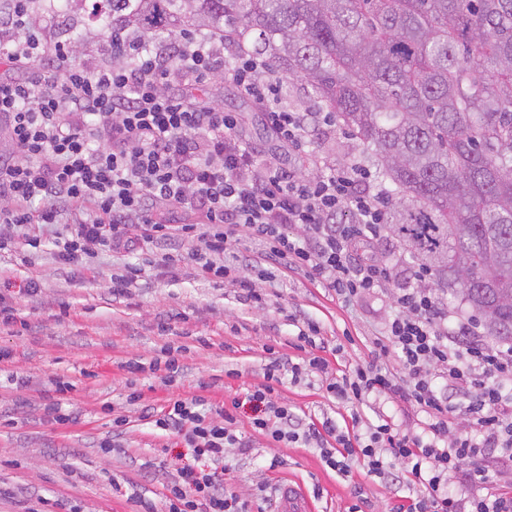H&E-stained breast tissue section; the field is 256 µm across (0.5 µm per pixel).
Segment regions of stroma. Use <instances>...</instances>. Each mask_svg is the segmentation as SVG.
Wrapping results in <instances>:
<instances>
[{
  "mask_svg": "<svg viewBox=\"0 0 512 512\" xmlns=\"http://www.w3.org/2000/svg\"><path fill=\"white\" fill-rule=\"evenodd\" d=\"M89 0L61 7L53 0L44 16L48 27L68 23L85 45L102 43L106 35L90 16ZM206 98L241 119L242 137L262 152L275 155L284 167L314 173L312 157L344 161L366 151L344 129L318 139L300 155L273 137L263 116L235 85L218 77ZM243 275L256 279L270 295L267 305H245L234 288L200 280L189 266L174 271L148 268L145 281L121 298L108 291L119 266L101 255L93 270L61 265L52 247L36 254L30 265L13 255H0L12 271L0 281V304L12 307L16 324H0V512H143L142 501L160 504L162 485L185 463V449L174 436H154L141 417L145 406L167 399L199 396L213 404L245 398L263 379L270 352L298 357L290 342L305 322H318L332 370L345 371L371 361L374 342L396 308L390 291L339 303L325 288L304 275L259 271L251 263L255 243L234 244ZM35 279V294H20L19 285ZM168 331H160V321ZM177 350L180 369L138 375L126 362L165 360ZM24 385H12L11 376ZM72 388L56 392V380ZM140 396L131 403L130 393ZM279 394L297 413L314 422L349 414L350 407L328 397L320 375L300 383H284ZM69 423L55 422V415ZM249 409H239L237 428L253 447L242 454L230 450L225 459L226 485L253 498L257 485L269 488L300 485L314 512H393L407 487L386 486L354 467L340 478L321 462L313 448L284 447L254 432ZM128 420L114 435L113 418ZM118 439L121 452L103 445Z\"/></svg>",
  "mask_w": 512,
  "mask_h": 512,
  "instance_id": "35a3bbf8",
  "label": "stroma"
}]
</instances>
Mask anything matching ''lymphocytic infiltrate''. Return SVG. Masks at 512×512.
Masks as SVG:
<instances>
[{"label":"lymphocytic infiltrate","mask_w":512,"mask_h":512,"mask_svg":"<svg viewBox=\"0 0 512 512\" xmlns=\"http://www.w3.org/2000/svg\"><path fill=\"white\" fill-rule=\"evenodd\" d=\"M41 2L10 0L0 12V136L8 146L0 152V251L29 263L51 233L60 264L74 265L167 243L159 267L193 264L200 279L238 288L260 306L265 289L242 275L231 249L244 238L259 246L264 265L305 273L341 302L387 288L390 266L364 253L385 239L392 197L362 160L319 159L316 175H299L274 155H257L239 134L238 116L199 101L200 85L232 57L239 92L278 140L307 152L336 121L290 108L268 58L199 33L120 46L108 40L79 63L70 41L44 25ZM343 212L348 222H338ZM60 225L68 233L57 234ZM292 226L298 235L289 234ZM189 240L195 248L180 250ZM392 298L397 312L373 361L341 376L322 356L299 363L276 356L262 383L230 407L210 409L191 397L147 409L153 428L177 436L190 454L164 486L165 512H250L224 485L226 452L252 446L235 428L244 403L252 429L274 442L318 449L339 475L359 462L408 487L396 512H512L511 491L474 484L487 451L512 467V344L488 345L478 322L450 316L431 289L399 288ZM390 356L406 385L380 367ZM308 371L326 376L328 396L351 404L349 424L306 421L280 400L283 374ZM401 390L427 415L421 432L359 413L369 397Z\"/></svg>","instance_id":"1"}]
</instances>
